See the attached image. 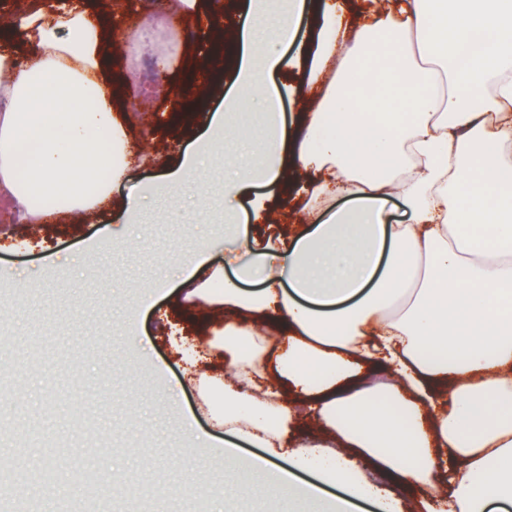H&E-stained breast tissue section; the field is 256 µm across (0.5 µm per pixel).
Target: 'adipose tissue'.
Returning <instances> with one entry per match:
<instances>
[{"label":"adipose tissue","mask_w":512,"mask_h":512,"mask_svg":"<svg viewBox=\"0 0 512 512\" xmlns=\"http://www.w3.org/2000/svg\"><path fill=\"white\" fill-rule=\"evenodd\" d=\"M305 0H248L224 59L237 94L160 181L123 204L108 232L126 241L146 199L224 168V221L236 231L233 273L196 282L200 250L180 276L209 310L227 311L223 376L202 406L225 433L312 471L313 482L261 470L276 500L308 512L354 501L398 512L394 488L422 492L419 512H489L512 499V0H322L309 46L294 45ZM122 14L80 0L35 8L0 49V195L19 218L88 213L146 153L101 73L103 42L135 37ZM32 46L17 63L9 43ZM306 69L315 101L290 131L279 77ZM261 103L252 159L215 150ZM305 175L302 224L258 240L277 221L273 191ZM347 198L336 209V198ZM398 199L405 223L389 220ZM257 290H248V283ZM322 429L290 450L297 402ZM447 475L453 490L442 493ZM338 488L323 496V486Z\"/></svg>","instance_id":"adipose-tissue-1"}]
</instances>
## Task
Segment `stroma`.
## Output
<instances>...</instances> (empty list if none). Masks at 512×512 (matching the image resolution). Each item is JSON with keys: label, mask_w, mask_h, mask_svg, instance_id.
Here are the masks:
<instances>
[{"label": "stroma", "mask_w": 512, "mask_h": 512, "mask_svg": "<svg viewBox=\"0 0 512 512\" xmlns=\"http://www.w3.org/2000/svg\"><path fill=\"white\" fill-rule=\"evenodd\" d=\"M131 20L142 35L106 63L125 103H144L129 140L150 163L88 214L24 224L0 198V267L13 273L0 283V457L17 462L11 481L0 480V504L8 512H212L221 493L224 512H277L268 495H234L225 434L198 411L205 375L224 366L223 351L208 346L224 318L173 291L179 259L209 243L212 265H221L232 241L222 171L147 202L137 245L105 239L126 196L178 162L203 131L200 115L223 111L231 85L223 58L213 59L204 102H185L169 124L156 123L168 98L153 88L192 80L209 28L151 8ZM134 311L139 326L130 330ZM64 456L109 484L84 496L59 472Z\"/></svg>", "instance_id": "obj_1"}]
</instances>
